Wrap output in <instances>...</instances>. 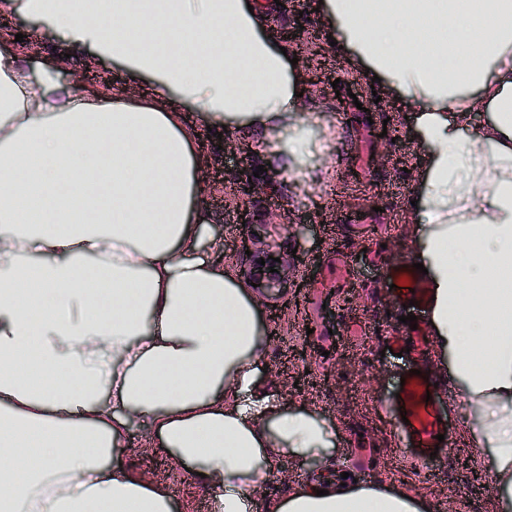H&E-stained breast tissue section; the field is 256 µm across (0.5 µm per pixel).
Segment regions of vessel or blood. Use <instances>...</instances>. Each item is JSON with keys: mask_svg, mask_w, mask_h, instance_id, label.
Listing matches in <instances>:
<instances>
[{"mask_svg": "<svg viewBox=\"0 0 512 512\" xmlns=\"http://www.w3.org/2000/svg\"><path fill=\"white\" fill-rule=\"evenodd\" d=\"M395 296L402 305L412 306L416 313H423L428 302L429 292L425 288L412 264L398 268L390 278ZM386 343L392 352H410L412 357L421 355L419 331L399 332L387 337ZM405 383L398 389L396 397L390 398L389 410L392 417L406 415V423L399 429L404 438V447L409 458L416 464L431 466V452L447 450V443L439 442V435L449 432L450 419L441 408L439 391L429 373L418 375L405 373Z\"/></svg>", "mask_w": 512, "mask_h": 512, "instance_id": "obj_1", "label": "vessel or blood"}]
</instances>
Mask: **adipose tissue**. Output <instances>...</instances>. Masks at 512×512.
Returning a JSON list of instances; mask_svg holds the SVG:
<instances>
[{"mask_svg":"<svg viewBox=\"0 0 512 512\" xmlns=\"http://www.w3.org/2000/svg\"><path fill=\"white\" fill-rule=\"evenodd\" d=\"M26 0L66 41L153 77L129 104L0 53V512H172L167 484L120 467L130 418L204 474L214 512H429L403 491L317 474L253 499L278 457L324 455L334 422L259 381L252 284L198 250L194 133L260 134L310 170L306 79L269 36L274 0ZM357 76L419 108L413 223L430 322L512 512V0H323ZM489 114L480 127L476 109Z\"/></svg>","mask_w":512,"mask_h":512,"instance_id":"ef3b65f1","label":"adipose tissue"}]
</instances>
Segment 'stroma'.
<instances>
[{
    "instance_id": "obj_1",
    "label": "stroma",
    "mask_w": 512,
    "mask_h": 512,
    "mask_svg": "<svg viewBox=\"0 0 512 512\" xmlns=\"http://www.w3.org/2000/svg\"><path fill=\"white\" fill-rule=\"evenodd\" d=\"M270 19L273 32L302 25L299 67L325 59L339 78L305 93L302 112L315 121L316 150L323 160L304 178L289 174V161L253 155L246 140L227 132L209 136L200 112L172 96L170 105L193 129L210 164L204 181L211 222L204 229L199 255L208 264L237 271L247 264L236 250L241 236L265 226L274 255L292 259L307 255L299 271L307 276L300 306L283 308L278 319H261L264 335L260 373L262 386L285 407L317 411L336 424V441L317 462L283 456L271 476L260 477L254 498L276 499L299 487L316 472L333 469L365 474L370 486H389L425 498L430 512H496L497 484L488 469L489 453L473 448L460 423L462 403L450 400L454 436L445 460L425 469L409 459L398 430L384 411L401 374V361L382 353L386 336L399 325L401 311L384 288L387 274L415 261L424 229L407 221L405 201L415 185L414 172L423 158L415 137L413 106L384 85L360 82L345 67L342 54L331 49L319 24V0H282ZM23 41H16V34ZM0 50L18 55L27 66L50 65L62 83L79 82L109 93L126 89L132 103L152 100L153 78L131 80L123 65L88 49L70 48L46 18L30 14L25 0L0 11ZM362 96L365 109L339 108L337 93ZM388 127L394 141H381L375 131ZM263 167L272 189L250 205V222L237 221V193L229 179L239 161ZM357 297L355 309L337 300L346 292ZM315 334H307V325ZM303 350L289 360L290 350ZM148 431L133 421L120 457L128 469L146 479L167 483L174 512H213L212 490L175 465L164 451H141Z\"/></svg>"
}]
</instances>
